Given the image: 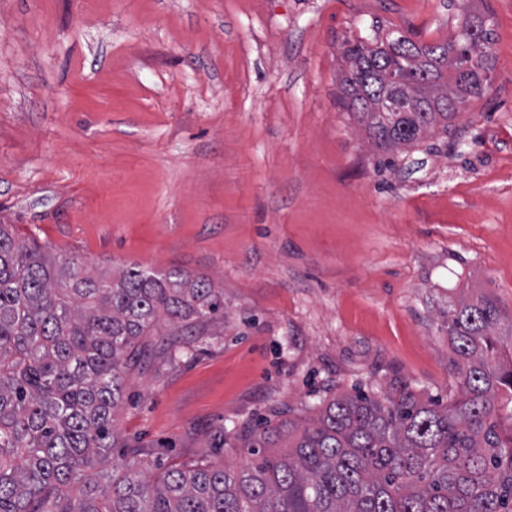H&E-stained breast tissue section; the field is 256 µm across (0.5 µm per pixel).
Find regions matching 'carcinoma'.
I'll list each match as a JSON object with an SVG mask.
<instances>
[{"label": "carcinoma", "instance_id": "carcinoma-1", "mask_svg": "<svg viewBox=\"0 0 512 512\" xmlns=\"http://www.w3.org/2000/svg\"><path fill=\"white\" fill-rule=\"evenodd\" d=\"M487 19L435 45L398 34L344 49L339 103L393 168L406 147L448 136L493 69ZM224 312L203 276L129 267L118 277L60 262L0 224V512H512V321L487 295L448 306L460 387L448 403L411 392L336 393L298 423L253 430L247 466L142 472L114 416L141 337ZM78 496H72L73 489Z\"/></svg>", "mask_w": 512, "mask_h": 512}]
</instances>
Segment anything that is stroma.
<instances>
[{
	"mask_svg": "<svg viewBox=\"0 0 512 512\" xmlns=\"http://www.w3.org/2000/svg\"><path fill=\"white\" fill-rule=\"evenodd\" d=\"M489 18L491 83L393 169L346 42ZM0 223L61 260L199 274L223 315L140 340L115 414L148 473L239 467L271 409L448 400L462 289L512 319V0H0Z\"/></svg>",
	"mask_w": 512,
	"mask_h": 512,
	"instance_id": "35a3bbf8",
	"label": "stroma"
}]
</instances>
